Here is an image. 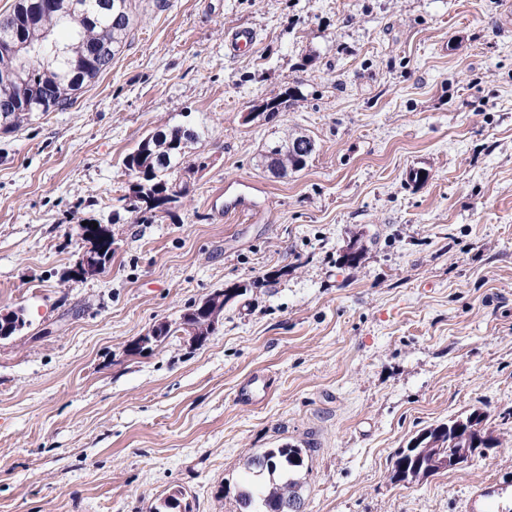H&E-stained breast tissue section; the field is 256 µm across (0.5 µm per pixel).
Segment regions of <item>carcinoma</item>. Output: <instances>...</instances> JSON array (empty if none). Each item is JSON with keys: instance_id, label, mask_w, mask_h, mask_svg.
I'll list each match as a JSON object with an SVG mask.
<instances>
[{"instance_id": "carcinoma-1", "label": "carcinoma", "mask_w": 512, "mask_h": 512, "mask_svg": "<svg viewBox=\"0 0 512 512\" xmlns=\"http://www.w3.org/2000/svg\"><path fill=\"white\" fill-rule=\"evenodd\" d=\"M70 0H15L12 11L0 15V131L9 133L31 122L38 112H63L76 101L84 84L112 68L131 21V0L124 7L113 0H87L88 15L78 20L70 16ZM59 27L70 30V40L58 44L62 56L45 64L44 48L55 41ZM21 71L33 96L24 99L20 85L14 83L13 72ZM199 139L191 127L180 130L158 129L143 137L123 159L132 182L129 187L127 213L150 215L167 213L170 205L184 197L188 189L176 188L175 172L186 163L187 144ZM303 135L289 132L260 156V165L284 177L304 170L312 151L303 147ZM200 305H192L181 322L159 325L149 347H158L185 331L198 326ZM453 420L418 431L407 446L394 455L390 481L409 485L438 474L431 467L433 458H445L460 448L469 447L465 433L452 428ZM311 449L285 445L266 448L256 456L265 464L255 468L252 476L262 481L256 492L246 484L235 486L236 512H270L268 506L284 495L299 491V473L306 465ZM150 512H192L185 494L171 490L157 499Z\"/></svg>"}]
</instances>
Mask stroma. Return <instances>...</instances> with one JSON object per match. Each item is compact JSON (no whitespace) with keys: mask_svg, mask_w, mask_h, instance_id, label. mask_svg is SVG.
<instances>
[{"mask_svg":"<svg viewBox=\"0 0 512 512\" xmlns=\"http://www.w3.org/2000/svg\"><path fill=\"white\" fill-rule=\"evenodd\" d=\"M240 26L256 43L228 56ZM177 125L202 132L188 198L113 220L124 155ZM289 129L316 151L276 178L259 155ZM85 221L114 255L69 279ZM234 287L203 346L129 353ZM5 308L28 324L0 341V512H149L174 488L234 512L220 486L287 444L311 451L304 512H469L498 481L512 512V0H132L111 69L0 132ZM476 409L498 447L390 481L417 431Z\"/></svg>","mask_w":512,"mask_h":512,"instance_id":"1","label":"stroma"}]
</instances>
